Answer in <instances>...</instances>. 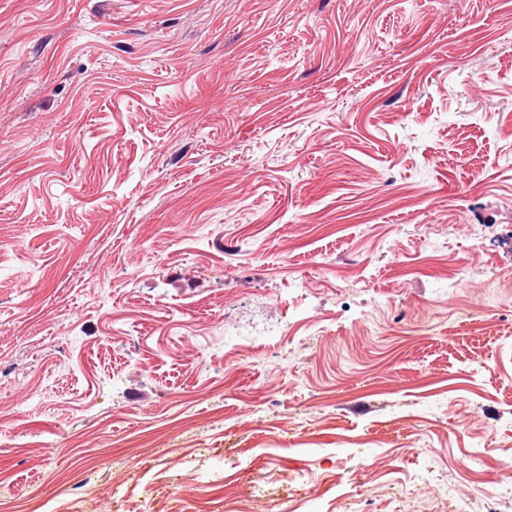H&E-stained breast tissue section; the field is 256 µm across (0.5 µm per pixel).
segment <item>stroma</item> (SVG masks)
Wrapping results in <instances>:
<instances>
[{"instance_id":"obj_1","label":"stroma","mask_w":512,"mask_h":512,"mask_svg":"<svg viewBox=\"0 0 512 512\" xmlns=\"http://www.w3.org/2000/svg\"><path fill=\"white\" fill-rule=\"evenodd\" d=\"M508 272L512 0H0V512L483 505Z\"/></svg>"}]
</instances>
